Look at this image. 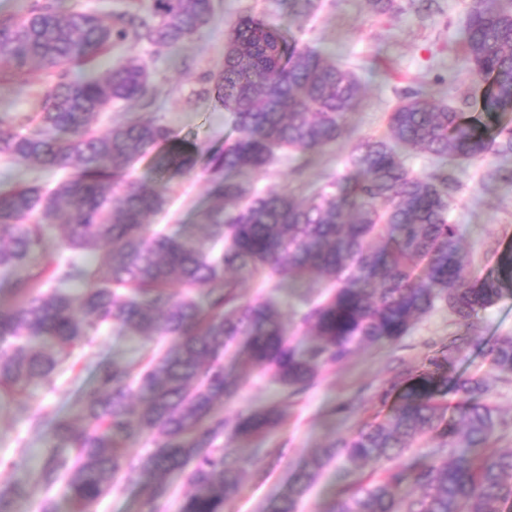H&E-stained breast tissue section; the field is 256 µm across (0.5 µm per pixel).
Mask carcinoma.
<instances>
[{
	"label": "carcinoma",
	"instance_id": "cac0c4a2",
	"mask_svg": "<svg viewBox=\"0 0 512 512\" xmlns=\"http://www.w3.org/2000/svg\"><path fill=\"white\" fill-rule=\"evenodd\" d=\"M213 15V0H150L146 8L125 0L106 22L94 11L65 10L61 0H31L23 16L0 20V73L36 65L51 77L27 133L0 117V157L64 172L50 191L33 185L0 193V276L11 280L13 298L0 310V413L105 327L169 339L143 364L99 367L96 384L78 396L82 428L52 422L54 439L71 455L47 456L39 482L48 492L63 484L76 512H92L122 480L144 490L149 512H163L165 479L181 473L193 492L177 512H224L242 488L237 443L279 424L275 408L232 426L214 410L245 381L243 369L227 364L243 352L244 363L295 396L357 347L397 343L444 304L457 325L448 344L418 367L397 360L378 393L386 412L314 456L267 512H297L334 459L392 461L424 437L463 452L388 467L326 512H512V452L479 453L508 422L487 402L484 377L454 371L478 339L479 313L512 287V247L500 253L496 273L472 268L449 221L457 179L441 171L450 157L512 156V123L499 119L512 112V11L503 0H472L461 33L481 111L497 118L493 128L420 89L388 113L383 136L351 147L345 174L307 198L261 193L234 175L265 168L278 149L310 154L335 144L364 85L349 66L298 46L264 16L240 18L226 37L222 67L206 77L205 95L227 112L237 137L205 159L216 204L203 213L204 247L148 223L167 197L132 177L135 163L156 151L175 174L192 168L188 147L139 117L97 128L115 102L154 103L159 90L146 62L129 55L79 80L66 66H92L124 44L176 49ZM418 153L440 172L412 173L404 156ZM52 224L67 248L98 262L40 256ZM243 268L280 279L315 272L330 286L301 317L316 336L310 348L288 336L274 297L241 301L228 272ZM74 284L84 288L73 292ZM482 355L503 379L512 376V336L484 342ZM134 432L152 438L137 460L118 446ZM406 481L418 496L403 501L398 490ZM23 494L18 485L0 486V512H13Z\"/></svg>",
	"mask_w": 512,
	"mask_h": 512
}]
</instances>
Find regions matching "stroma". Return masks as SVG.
I'll use <instances>...</instances> for the list:
<instances>
[{"label": "stroma", "instance_id": "obj_1", "mask_svg": "<svg viewBox=\"0 0 512 512\" xmlns=\"http://www.w3.org/2000/svg\"><path fill=\"white\" fill-rule=\"evenodd\" d=\"M470 6L471 0H395L392 11L379 13L369 0H314L296 37L349 63L361 77L366 94L348 115L347 132L334 146L306 156L280 158L266 170L250 174L253 185L260 190L290 189L309 195L331 175L344 173V161L357 140L385 132L388 113L408 90L424 86L437 100L464 112L474 111L477 82L462 61L459 43ZM214 8L212 22L177 50L141 43L100 57L99 67L104 70L126 53L141 56L160 90L150 109L135 102L114 104L101 127L129 116L152 119L201 154L221 148L225 140L233 138L224 111L203 97L201 76L221 67L225 33L239 17L261 13L287 28L291 7L289 0H214ZM49 83V77L40 72L0 74V115L15 120L38 112ZM490 166L487 160L455 164L461 186L450 214L451 221L461 227L463 247L474 267L486 273L495 270L500 252L512 245V182L487 180ZM134 176L165 181L168 188V204L163 212L151 216V223L202 239L201 214L213 202L212 183L203 163L167 181L151 154L136 164ZM237 279L242 299L273 295L289 336L299 345H311L312 335L301 324L300 315L306 300L316 295L319 280H285L272 290L245 271L239 272ZM455 330L452 313L446 306H438L419 318L399 344L360 347L343 363L326 369L316 385L288 399L269 377L251 371L238 395L222 406L225 418L232 420L272 406L280 407L284 416L271 435L242 442L239 455L245 469L244 486L240 495L227 503L226 512H263L269 500L287 491L300 466L377 414V394L390 376L394 357L421 364ZM153 345V340L142 336L104 330L91 337L87 359L17 395L10 411L0 415V458L6 460L0 465V485L18 484L25 490L15 512H40L47 498L53 500L55 512L73 510L63 487L48 492L38 481L40 460L52 453L64 457L68 451L55 445L49 429H35L33 420L45 415L74 418V394L79 387L93 383L97 361H135ZM382 468L379 462L350 467L339 459L331 461L303 501L301 512H323L326 503L340 492L366 483Z\"/></svg>", "mask_w": 512, "mask_h": 512}]
</instances>
